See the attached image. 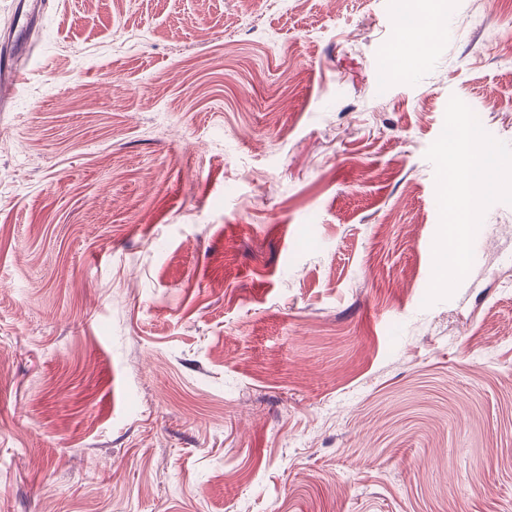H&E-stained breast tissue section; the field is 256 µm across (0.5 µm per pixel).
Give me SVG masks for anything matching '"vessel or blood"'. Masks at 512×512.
Here are the masks:
<instances>
[{"instance_id":"vessel-or-blood-1","label":"vessel or blood","mask_w":512,"mask_h":512,"mask_svg":"<svg viewBox=\"0 0 512 512\" xmlns=\"http://www.w3.org/2000/svg\"><path fill=\"white\" fill-rule=\"evenodd\" d=\"M12 2L10 17L0 22V112L6 111L23 77L18 58L28 50V32L46 7L44 0Z\"/></svg>"}]
</instances>
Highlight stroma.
<instances>
[{
  "label": "stroma",
  "instance_id": "stroma-1",
  "mask_svg": "<svg viewBox=\"0 0 512 512\" xmlns=\"http://www.w3.org/2000/svg\"><path fill=\"white\" fill-rule=\"evenodd\" d=\"M51 0L0 112V512H512V205L423 301L512 0ZM419 18L420 22L414 27L403 28L413 56L423 49L427 39L434 33V25L429 16Z\"/></svg>",
  "mask_w": 512,
  "mask_h": 512
}]
</instances>
